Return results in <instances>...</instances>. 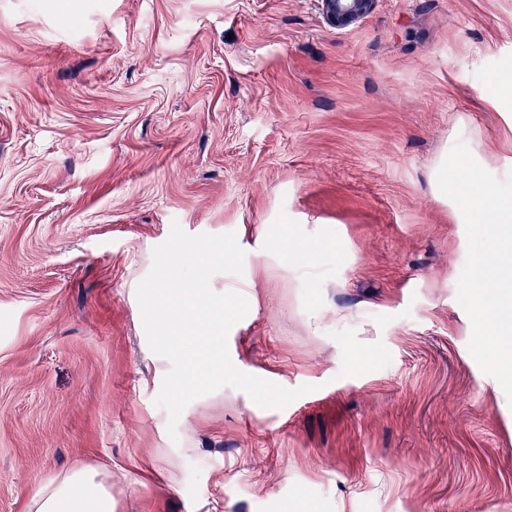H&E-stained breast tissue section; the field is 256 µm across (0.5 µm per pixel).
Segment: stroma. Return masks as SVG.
Here are the masks:
<instances>
[{
	"instance_id": "1",
	"label": "stroma",
	"mask_w": 512,
	"mask_h": 512,
	"mask_svg": "<svg viewBox=\"0 0 512 512\" xmlns=\"http://www.w3.org/2000/svg\"><path fill=\"white\" fill-rule=\"evenodd\" d=\"M512 0H0V512L80 462L116 512H512V405L469 352L465 227L430 169H512ZM335 230L253 276L228 349L285 388L190 408L171 439L136 289L172 225L254 243L279 210ZM378 0H321L322 16L336 29L348 28L370 14Z\"/></svg>"
}]
</instances>
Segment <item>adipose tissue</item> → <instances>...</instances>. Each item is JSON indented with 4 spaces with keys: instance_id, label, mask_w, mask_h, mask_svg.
Here are the masks:
<instances>
[{
    "instance_id": "adipose-tissue-1",
    "label": "adipose tissue",
    "mask_w": 512,
    "mask_h": 512,
    "mask_svg": "<svg viewBox=\"0 0 512 512\" xmlns=\"http://www.w3.org/2000/svg\"><path fill=\"white\" fill-rule=\"evenodd\" d=\"M26 512H114L112 475L76 464L28 493Z\"/></svg>"
}]
</instances>
